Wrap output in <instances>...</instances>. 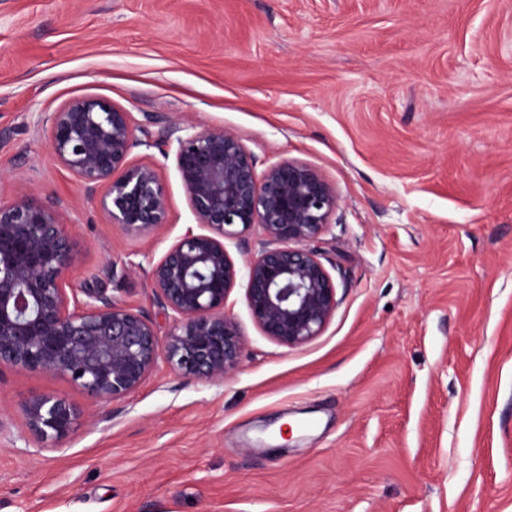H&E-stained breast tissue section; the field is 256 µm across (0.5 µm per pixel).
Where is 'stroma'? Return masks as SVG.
I'll list each match as a JSON object with an SVG mask.
<instances>
[{"mask_svg": "<svg viewBox=\"0 0 512 512\" xmlns=\"http://www.w3.org/2000/svg\"><path fill=\"white\" fill-rule=\"evenodd\" d=\"M82 96L319 170L339 305L288 348L238 281L245 357L217 384L162 367L97 401L0 368V512H512V0H0V190L57 199L74 287L155 316L148 261L196 221L155 145L130 158L168 224L109 223L42 125ZM49 393L88 419L33 454L20 405Z\"/></svg>", "mask_w": 512, "mask_h": 512, "instance_id": "obj_1", "label": "stroma"}]
</instances>
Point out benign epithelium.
<instances>
[{"label": "benign epithelium", "instance_id": "benign-epithelium-1", "mask_svg": "<svg viewBox=\"0 0 512 512\" xmlns=\"http://www.w3.org/2000/svg\"><path fill=\"white\" fill-rule=\"evenodd\" d=\"M48 148L86 191L105 189L109 223L138 232L168 224L171 197L158 168L130 161L143 143L131 113L93 96L74 98L46 118ZM167 129L173 157L199 231L189 229L149 260L151 300L170 322L159 335L144 311L90 288L72 287L79 267L66 212L52 200L0 194V367L53 372L92 399L124 400L160 365L189 381L220 383L242 363L246 343L225 304L238 280L262 335L288 348L319 336L338 305L324 263L323 234L336 210L334 183L317 169L282 160L257 170L231 130ZM259 229L251 253L248 235ZM249 255L238 265L226 242ZM38 448H64L85 419L63 395L21 404Z\"/></svg>", "mask_w": 512, "mask_h": 512}]
</instances>
